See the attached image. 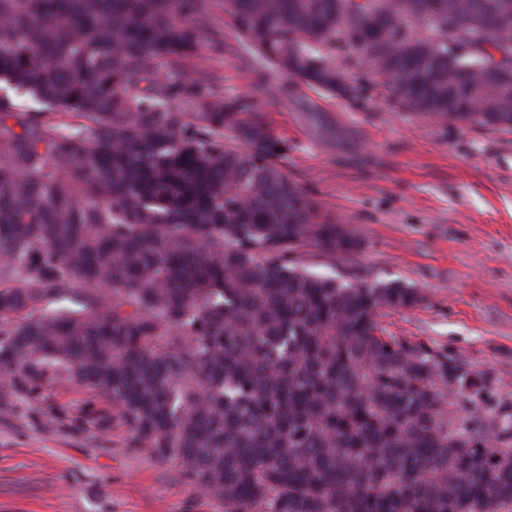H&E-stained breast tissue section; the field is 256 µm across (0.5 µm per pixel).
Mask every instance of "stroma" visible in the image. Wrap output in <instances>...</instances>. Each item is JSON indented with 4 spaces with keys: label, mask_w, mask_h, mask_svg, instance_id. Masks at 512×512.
I'll return each instance as SVG.
<instances>
[{
    "label": "stroma",
    "mask_w": 512,
    "mask_h": 512,
    "mask_svg": "<svg viewBox=\"0 0 512 512\" xmlns=\"http://www.w3.org/2000/svg\"><path fill=\"white\" fill-rule=\"evenodd\" d=\"M212 22L224 56L204 66L225 95L254 94L257 117L293 146L289 177L364 239L311 270L417 289L420 305L384 316L389 332L445 352L512 409V132L436 124L367 79L333 97L273 70L254 93L230 18L216 7ZM107 408L67 382L27 397L0 376V512H224L177 460L131 447Z\"/></svg>",
    "instance_id": "stroma-1"
}]
</instances>
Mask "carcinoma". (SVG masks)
<instances>
[{"label":"carcinoma","mask_w":512,"mask_h":512,"mask_svg":"<svg viewBox=\"0 0 512 512\" xmlns=\"http://www.w3.org/2000/svg\"><path fill=\"white\" fill-rule=\"evenodd\" d=\"M252 60L330 95L512 131V0H220ZM360 54L342 66L348 45ZM210 0H0V373L112 405L224 512H512V429L478 377L388 333L398 281L311 272L353 224L197 59Z\"/></svg>","instance_id":"carcinoma-1"}]
</instances>
